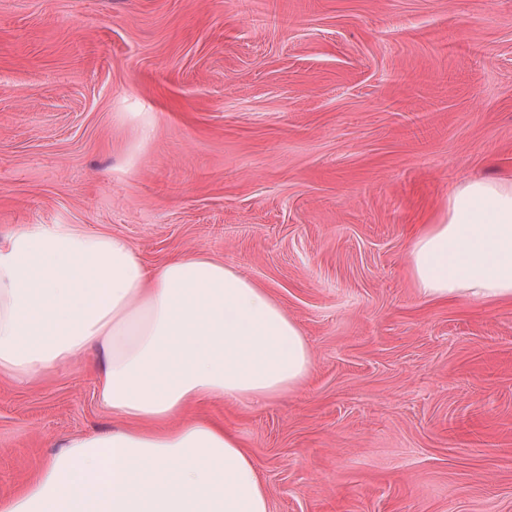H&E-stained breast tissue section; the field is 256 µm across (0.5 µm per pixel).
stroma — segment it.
Instances as JSON below:
<instances>
[{
    "instance_id": "stroma-1",
    "label": "stroma",
    "mask_w": 512,
    "mask_h": 512,
    "mask_svg": "<svg viewBox=\"0 0 512 512\" xmlns=\"http://www.w3.org/2000/svg\"><path fill=\"white\" fill-rule=\"evenodd\" d=\"M512 177V0H0V231L80 224L269 288L312 369L212 400L271 512H512V304L421 299L407 251ZM91 360L0 376V498L106 432Z\"/></svg>"
}]
</instances>
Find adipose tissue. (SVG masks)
Instances as JSON below:
<instances>
[{"mask_svg":"<svg viewBox=\"0 0 512 512\" xmlns=\"http://www.w3.org/2000/svg\"><path fill=\"white\" fill-rule=\"evenodd\" d=\"M408 263L426 301L512 303V178L467 180ZM96 350L99 404L118 427L65 442L0 512H270L254 457L213 399L296 390L312 357L273 294L201 251L147 266L127 239L80 224L0 237V374L21 381Z\"/></svg>","mask_w":512,"mask_h":512,"instance_id":"adipose-tissue-1","label":"adipose tissue"}]
</instances>
